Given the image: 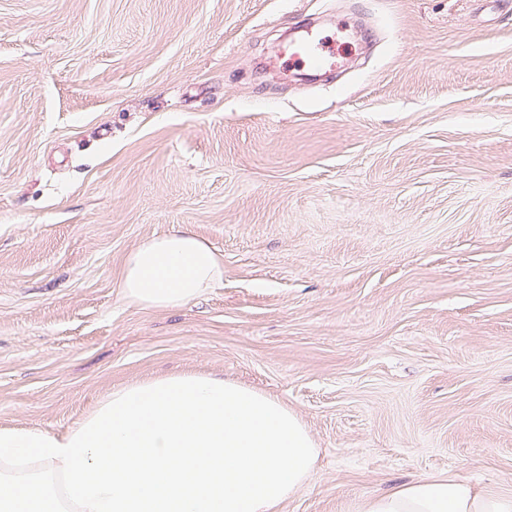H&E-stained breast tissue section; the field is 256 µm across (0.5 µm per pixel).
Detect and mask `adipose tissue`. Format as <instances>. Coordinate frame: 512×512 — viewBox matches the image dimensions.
<instances>
[{
  "mask_svg": "<svg viewBox=\"0 0 512 512\" xmlns=\"http://www.w3.org/2000/svg\"><path fill=\"white\" fill-rule=\"evenodd\" d=\"M224 268L214 249L185 227L152 237L126 257L120 288L150 309L181 308L214 286ZM356 512H512V493L480 489L457 475L424 476L360 499Z\"/></svg>",
  "mask_w": 512,
  "mask_h": 512,
  "instance_id": "1",
  "label": "adipose tissue"
}]
</instances>
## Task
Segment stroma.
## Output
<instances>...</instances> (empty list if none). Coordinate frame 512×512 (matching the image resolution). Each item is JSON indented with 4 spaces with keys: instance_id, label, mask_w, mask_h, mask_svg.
I'll use <instances>...</instances> for the list:
<instances>
[{
    "instance_id": "obj_1",
    "label": "stroma",
    "mask_w": 512,
    "mask_h": 512,
    "mask_svg": "<svg viewBox=\"0 0 512 512\" xmlns=\"http://www.w3.org/2000/svg\"><path fill=\"white\" fill-rule=\"evenodd\" d=\"M307 26L331 79L283 49ZM177 226L221 281L126 300ZM180 371L305 423L281 512L512 492V0H0V428ZM356 512H512V493L480 489L468 478L424 476L360 499Z\"/></svg>"
}]
</instances>
